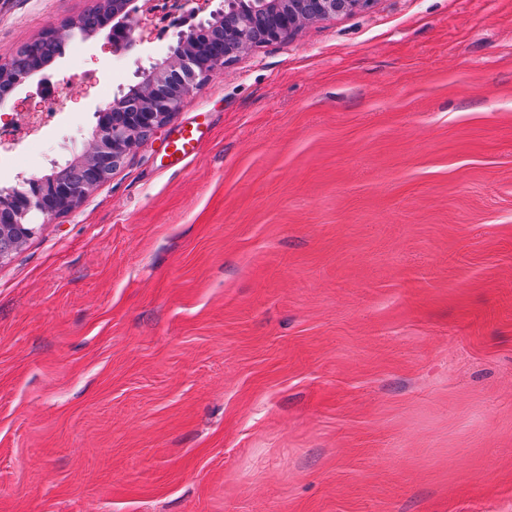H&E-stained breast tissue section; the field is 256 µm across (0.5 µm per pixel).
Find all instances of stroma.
I'll return each mask as SVG.
<instances>
[{"instance_id": "1", "label": "stroma", "mask_w": 512, "mask_h": 512, "mask_svg": "<svg viewBox=\"0 0 512 512\" xmlns=\"http://www.w3.org/2000/svg\"><path fill=\"white\" fill-rule=\"evenodd\" d=\"M96 0H0V62ZM188 25L67 40L0 187ZM211 121L168 166L173 129ZM0 512H512V0H375L241 53L0 262Z\"/></svg>"}]
</instances>
